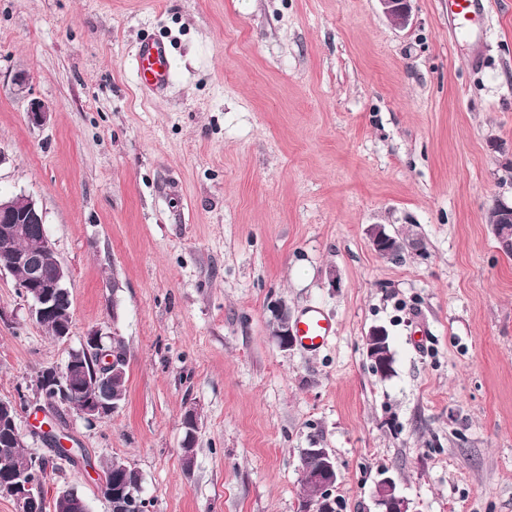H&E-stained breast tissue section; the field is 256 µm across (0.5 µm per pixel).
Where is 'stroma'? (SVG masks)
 Instances as JSON below:
<instances>
[{"label":"stroma","instance_id":"1","mask_svg":"<svg viewBox=\"0 0 512 512\" xmlns=\"http://www.w3.org/2000/svg\"><path fill=\"white\" fill-rule=\"evenodd\" d=\"M480 3L452 26L416 0L401 30L376 0H0V195L38 201L73 298L61 341L0 273V398L95 328L128 360L119 413L54 421L73 460L20 409L47 498L108 512L118 459L145 512H298L301 453L329 448L336 512H378L383 471L411 512H512V257L489 222L512 201V0ZM148 37L171 48L159 94L133 66ZM282 302L328 315L326 347L279 348ZM389 334L382 325L370 327L365 336L364 353L369 365H373L379 375H386L392 366L389 354L386 352ZM183 426L185 429L184 435H186L181 444V452L183 458L192 459V465L194 463V446L192 439L196 438V432L198 429V418L194 410H188L184 414Z\"/></svg>","mask_w":512,"mask_h":512}]
</instances>
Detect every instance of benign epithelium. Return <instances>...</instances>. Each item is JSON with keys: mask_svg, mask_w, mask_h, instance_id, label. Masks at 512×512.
Returning a JSON list of instances; mask_svg holds the SVG:
<instances>
[{"mask_svg": "<svg viewBox=\"0 0 512 512\" xmlns=\"http://www.w3.org/2000/svg\"><path fill=\"white\" fill-rule=\"evenodd\" d=\"M384 15L399 28L409 25L412 15V0H378ZM44 223V212L33 197L19 194L16 198L0 201V271L14 272L17 268H26L25 278L18 280L22 295L30 302L29 316L35 322L61 313L57 299L63 298L67 306L68 320L62 322L60 339L72 334V298L67 289L61 264L55 248L48 236H43L36 253H26L16 247L18 236L26 224ZM489 223L495 225L494 231L503 250L512 249V205L498 203V213ZM374 250L389 253L392 250L393 237L383 225H373L368 230ZM57 267L55 278L44 277L43 268L48 264ZM278 328L275 337L279 347L288 350L296 342L293 326L289 322L288 309H277ZM112 335L97 328L89 332L83 342L79 359H70L64 367L49 366L41 369L35 376L32 390L35 398L44 402L52 410L73 411L93 424L98 420L110 418L119 412V405L110 404L100 399L87 397L83 392V381L93 376L107 378L122 374L127 365V356L112 351V344L106 339ZM389 334L382 325L370 327L365 336L364 353L369 364L380 375L388 373L391 367L389 354L386 352ZM184 438L181 444L182 457L194 458L193 438L198 429L197 414L188 410L184 414ZM304 453L319 458L320 465L309 471L301 472L299 484V512H332L336 508L333 491L339 479L336 459L328 448H306ZM123 465L112 467V482L101 479L98 494L110 507L111 512H138L140 510V493L125 485ZM43 487L36 482L16 474L9 456L0 457V496L11 499L16 512H28L32 501L41 498ZM374 501L379 512H410L406 498L399 494L394 480L385 476L375 486Z\"/></svg>", "mask_w": 512, "mask_h": 512, "instance_id": "1", "label": "benign epithelium"}]
</instances>
